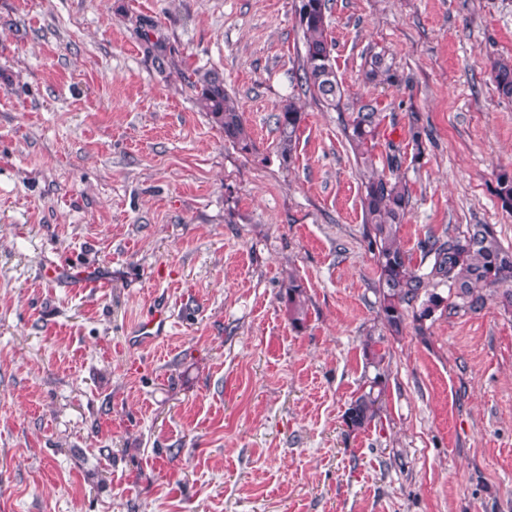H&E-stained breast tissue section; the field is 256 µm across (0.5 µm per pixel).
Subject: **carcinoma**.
Segmentation results:
<instances>
[{"label":"carcinoma","instance_id":"cac0c4a2","mask_svg":"<svg viewBox=\"0 0 512 512\" xmlns=\"http://www.w3.org/2000/svg\"><path fill=\"white\" fill-rule=\"evenodd\" d=\"M329 0H295V18L302 33L303 53L299 71L294 76L293 91L283 101L276 116L283 159L291 157L302 122L296 95H311L323 104L338 108L343 104L344 89L336 78L333 51L329 38ZM365 79L379 84L400 82L399 75L385 64L384 57L373 54L366 62ZM195 79L187 83L196 92L212 123L224 132V140L242 151L251 147L243 113L235 106L224 86V78L216 72L193 71ZM495 89L499 96L512 99V63L496 61L492 65ZM385 116L371 102H363L346 113L343 133L358 165L362 166L364 194L363 236L368 249L377 257L379 275V315L384 326L394 335L402 334L407 316L423 326L437 311L463 310L481 312L488 299L512 314V247H505L491 224H468L448 234L447 239L428 242L427 253L433 255L429 271L421 273L398 242V232L405 223L410 196L407 185L374 168L373 150L379 127ZM497 194L502 206L512 210V175L498 177ZM448 287V297L436 292ZM288 319L301 329L308 317L306 289L295 278L288 280L282 293ZM363 353L376 374L364 383L351 400L344 415L346 427L354 432L366 430L381 418L383 410L381 365L384 355L376 349V341L367 338Z\"/></svg>","mask_w":512,"mask_h":512}]
</instances>
